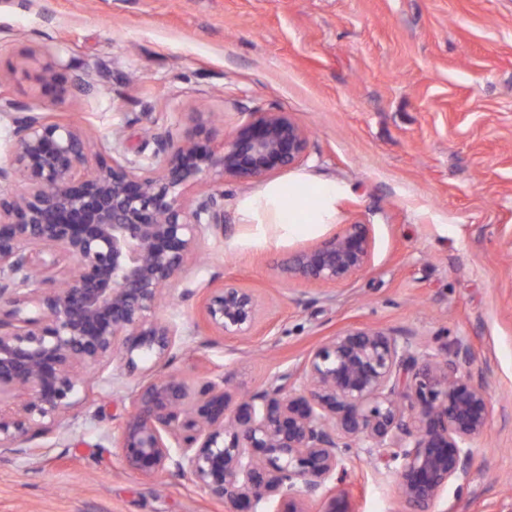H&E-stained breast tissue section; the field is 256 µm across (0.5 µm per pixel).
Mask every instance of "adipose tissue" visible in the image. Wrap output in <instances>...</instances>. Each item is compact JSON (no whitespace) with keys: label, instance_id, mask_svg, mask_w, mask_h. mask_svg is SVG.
Returning <instances> with one entry per match:
<instances>
[{"label":"adipose tissue","instance_id":"ef3b65f1","mask_svg":"<svg viewBox=\"0 0 512 512\" xmlns=\"http://www.w3.org/2000/svg\"><path fill=\"white\" fill-rule=\"evenodd\" d=\"M339 193L336 185L297 175L288 183L268 184L241 199L238 209L245 223L255 225V242L262 243L270 226L293 237L318 225L334 223Z\"/></svg>","mask_w":512,"mask_h":512}]
</instances>
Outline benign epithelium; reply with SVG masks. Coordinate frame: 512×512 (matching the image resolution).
Wrapping results in <instances>:
<instances>
[{"label": "benign epithelium", "mask_w": 512, "mask_h": 512, "mask_svg": "<svg viewBox=\"0 0 512 512\" xmlns=\"http://www.w3.org/2000/svg\"><path fill=\"white\" fill-rule=\"evenodd\" d=\"M40 96L14 111L17 147L0 164V457L35 456L32 445L79 403L88 376L113 360L129 372L154 362L121 428L126 467L153 477L188 475L231 512H309L327 485L322 512H353L339 490L359 444L399 463L402 496L428 512L445 486L464 485L472 441L491 402L453 359H419L409 339L373 327L346 328L311 350L305 383L284 370L262 390L234 397L226 380H188L167 370L179 325L156 311L166 288L202 296L204 324L227 338L252 336L261 319L254 291L193 277L202 245L224 234V191L215 182L263 179L304 162L309 134L288 112H243L221 147L211 117L192 112L181 135L154 136L140 163L92 153L80 123L44 112L62 104L65 84L85 75L48 70ZM367 224L343 229L288 259V277L337 284L371 253Z\"/></svg>", "instance_id": "7a95c632"}]
</instances>
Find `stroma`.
Here are the masks:
<instances>
[{"mask_svg":"<svg viewBox=\"0 0 512 512\" xmlns=\"http://www.w3.org/2000/svg\"><path fill=\"white\" fill-rule=\"evenodd\" d=\"M61 61L97 81L53 114L90 126L104 154L137 159L184 112L214 113L220 139L241 112L280 110L310 133L293 172L344 188L335 223L256 244L238 202L262 181L224 184V234L198 277L253 289L259 332L214 335L168 290L172 369L256 392L351 326L445 359L463 340L491 413L470 481L430 512H512V0H0V95L32 104ZM355 222L373 244L353 280L288 277L290 253ZM139 384L115 363L92 374L40 457L0 459V512H229L189 476L126 468L116 439ZM345 468L356 512H410L376 453L352 449Z\"/></svg>","mask_w":512,"mask_h":512,"instance_id":"35a3bbf8","label":"stroma"}]
</instances>
